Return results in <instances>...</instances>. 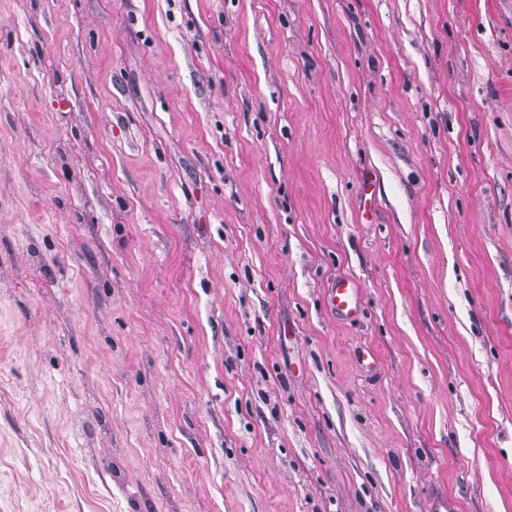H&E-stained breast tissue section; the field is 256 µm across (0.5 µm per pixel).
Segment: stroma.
<instances>
[{"instance_id":"obj_1","label":"stroma","mask_w":512,"mask_h":512,"mask_svg":"<svg viewBox=\"0 0 512 512\" xmlns=\"http://www.w3.org/2000/svg\"><path fill=\"white\" fill-rule=\"evenodd\" d=\"M434 489L512 512V0H0V512ZM324 298L327 310L342 323H355L363 316V288L351 275H337L325 288Z\"/></svg>"}]
</instances>
